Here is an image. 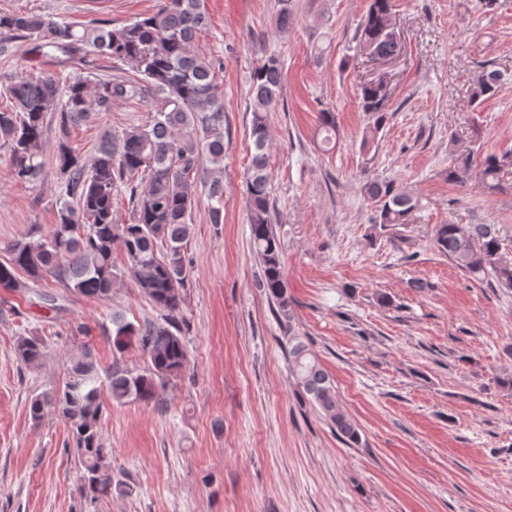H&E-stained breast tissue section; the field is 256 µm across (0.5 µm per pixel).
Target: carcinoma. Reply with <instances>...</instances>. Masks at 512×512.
<instances>
[{"label": "carcinoma", "mask_w": 512, "mask_h": 512, "mask_svg": "<svg viewBox=\"0 0 512 512\" xmlns=\"http://www.w3.org/2000/svg\"><path fill=\"white\" fill-rule=\"evenodd\" d=\"M392 0H370L361 26L360 44L379 54L396 50L399 34L390 25ZM208 26L203 0H162L157 11L120 27L109 23L75 25L36 12L0 13V53L19 38L41 41L45 54L62 58L81 73L22 72L5 92L8 104L0 107V142L10 148L11 176L21 182L38 180L43 173L42 146L48 124H55L56 162L61 192L57 222L45 238L24 237L7 247L10 258L0 263V288L25 287L19 273L39 280L49 275L65 288L105 300L114 282L129 277L138 290L164 312L165 324L134 325L112 317V348L122 353L135 345L146 356L142 371L119 360L105 373L93 360L78 363L63 386L33 397L29 416L41 420L48 412L69 424L74 452L84 468L81 492L96 500L112 494L109 450L103 447L99 426L103 415L100 393L107 380L117 404L150 402L188 363V350L178 326L182 289L188 277L184 247L190 234L198 185L209 184L210 223H224V91L216 61L198 46L197 35ZM129 66L135 79L102 78L98 61ZM502 71L483 70L472 99L496 95ZM282 80L280 62L265 60L253 73L252 120L249 139L253 153L245 179L253 249L262 269L261 285L276 306L290 317L281 242L273 228L268 168L267 113L278 105ZM361 109L383 128L388 98L373 83L361 86ZM145 99L149 120L120 132L100 130L93 154L86 158L73 146L70 128L112 110V103ZM319 127L328 144L336 137V114L319 113ZM474 165V151L452 156L448 181L463 184ZM512 170V155L487 154L480 175L491 190ZM365 195L376 203L371 239L389 228L409 223L418 200L392 181L369 179ZM128 194L129 219L119 222L113 200ZM436 249L470 274L491 275L512 288V262L504 260L498 230L493 224H438ZM126 259L123 268L113 261L115 251ZM18 362L39 364L42 340L18 337ZM288 369L309 403L324 416L343 444L361 442L357 425L341 404L335 387L303 336L288 337Z\"/></svg>", "instance_id": "obj_1"}]
</instances>
